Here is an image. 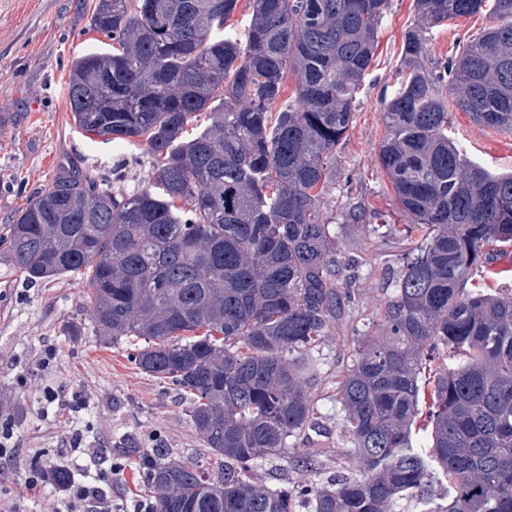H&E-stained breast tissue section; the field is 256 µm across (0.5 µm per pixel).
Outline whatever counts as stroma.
I'll list each match as a JSON object with an SVG mask.
<instances>
[{
  "label": "stroma",
  "instance_id": "obj_1",
  "mask_svg": "<svg viewBox=\"0 0 512 512\" xmlns=\"http://www.w3.org/2000/svg\"><path fill=\"white\" fill-rule=\"evenodd\" d=\"M94 5L95 0H0V227L65 171L95 175L124 192L136 189L150 172L145 145L87 138L72 120L69 64L97 37L87 26ZM494 23L485 11L429 29L430 52L436 58L453 55ZM422 24L416 0H388L355 118L336 150V171L321 204L343 258L357 262L354 301L319 350L314 394L322 430L307 431L293 445L318 451L330 473L348 446L336 389L352 364L358 337L380 335L400 258L409 247L410 219L377 155L385 134L381 96L395 90L405 37ZM448 113L449 136L472 160L495 172L512 170L511 132L474 122L453 104ZM353 208L363 213L362 223L350 222ZM84 306L81 280L30 285L0 257V431L11 432L12 445L22 448L26 460L67 466L80 483L101 469L99 462L65 451L69 433L81 429L85 446L105 449L110 460L123 465L112 485V505L115 512H132L144 496L137 490L139 463L125 455V447L160 448L172 458L209 467L215 460L191 423L187 402L137 370L129 346L103 345L88 330L71 334V324L86 319ZM49 350L54 358L41 368L38 360ZM49 383L81 393L84 409L48 411L42 390ZM24 478L25 467L18 464L8 479H0V503L15 512H46L61 501L62 492L51 488L23 496Z\"/></svg>",
  "mask_w": 512,
  "mask_h": 512
}]
</instances>
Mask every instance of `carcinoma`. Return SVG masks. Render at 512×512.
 Wrapping results in <instances>:
<instances>
[{
  "instance_id": "1",
  "label": "carcinoma",
  "mask_w": 512,
  "mask_h": 512,
  "mask_svg": "<svg viewBox=\"0 0 512 512\" xmlns=\"http://www.w3.org/2000/svg\"><path fill=\"white\" fill-rule=\"evenodd\" d=\"M486 2L417 8L438 26ZM386 3L250 0L240 36L224 32L238 0H96L102 48L70 61V112L90 137L146 143L151 175L131 192L58 177L0 234V254L31 284L82 276L94 335L134 346L137 369L189 398L224 468L126 449L155 512H403L409 497L424 512H512V292L467 288L488 244L512 242V172L457 147L438 96L445 84L475 121L512 130V0H493L498 23L444 60L408 32L377 162L421 238L383 335L359 337L337 388L350 464L321 481L318 453L288 447L315 424L316 353L352 303L320 202ZM440 353L425 446L419 375ZM285 455L306 477L270 488L259 470Z\"/></svg>"
}]
</instances>
